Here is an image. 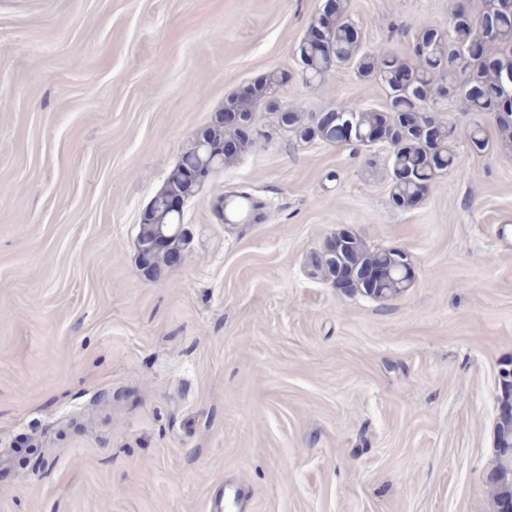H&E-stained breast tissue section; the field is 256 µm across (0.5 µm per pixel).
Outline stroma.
<instances>
[{
  "mask_svg": "<svg viewBox=\"0 0 512 512\" xmlns=\"http://www.w3.org/2000/svg\"><path fill=\"white\" fill-rule=\"evenodd\" d=\"M322 0H0V512H495L496 380L512 365V153L471 150L396 208L384 146L265 138L189 200L178 266L149 277L140 216L228 99L304 83ZM450 0H347L406 56ZM245 188L265 209L227 224ZM405 250L399 297L318 272L330 236Z\"/></svg>",
  "mask_w": 512,
  "mask_h": 512,
  "instance_id": "obj_1",
  "label": "stroma"
}]
</instances>
